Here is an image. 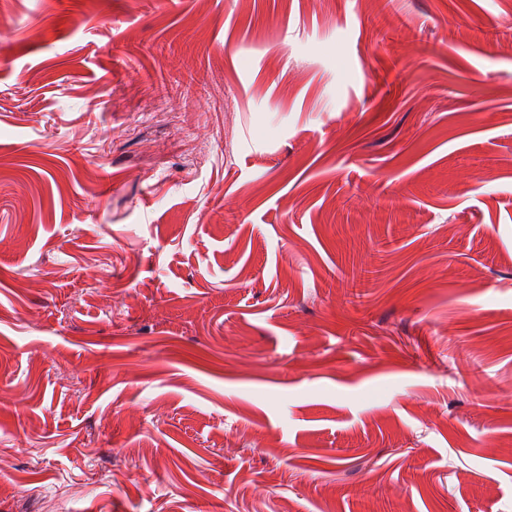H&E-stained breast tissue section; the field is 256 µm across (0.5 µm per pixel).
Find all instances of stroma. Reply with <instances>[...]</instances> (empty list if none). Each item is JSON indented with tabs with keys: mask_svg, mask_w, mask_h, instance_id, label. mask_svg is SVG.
<instances>
[{
	"mask_svg": "<svg viewBox=\"0 0 512 512\" xmlns=\"http://www.w3.org/2000/svg\"><path fill=\"white\" fill-rule=\"evenodd\" d=\"M0 512H512V0H0Z\"/></svg>",
	"mask_w": 512,
	"mask_h": 512,
	"instance_id": "obj_1",
	"label": "stroma"
}]
</instances>
